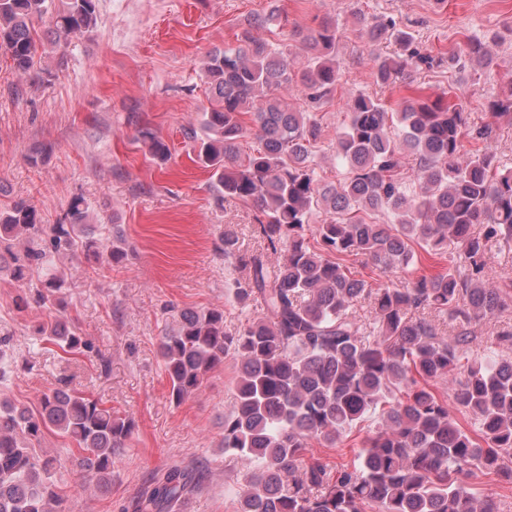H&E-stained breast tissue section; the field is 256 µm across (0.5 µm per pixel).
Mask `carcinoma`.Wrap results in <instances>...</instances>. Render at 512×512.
<instances>
[{
	"instance_id": "carcinoma-1",
	"label": "carcinoma",
	"mask_w": 512,
	"mask_h": 512,
	"mask_svg": "<svg viewBox=\"0 0 512 512\" xmlns=\"http://www.w3.org/2000/svg\"><path fill=\"white\" fill-rule=\"evenodd\" d=\"M44 23L59 48L71 35L96 29L95 0H0V49L17 73L30 72L37 26ZM356 24L367 43L389 38L399 47L374 57L382 85L409 67L493 63L481 42L469 39L436 58L391 18L359 15ZM238 41L209 54L212 101L200 129L188 128L184 137L194 143L196 161L212 171L217 200L252 204L255 232L284 256L270 265L237 254L236 242L224 239V255L249 268L236 282L235 299L256 301L263 313L232 331L220 309L179 311L176 327L159 343L170 397L180 403L200 392L210 371L227 357L234 360L224 455L255 463L238 512H500L468 479L504 473V459L512 456V356L490 347L461 352L470 324L512 299L489 286L493 247L512 242V168L500 164L491 146L493 123L475 127L450 93L430 95L410 83L394 112L380 99L353 93L335 141L344 178L324 183L315 163L321 123L287 99L303 94L318 104L336 91L335 23L324 18L303 35L308 59L298 68L287 51L253 38L247 28ZM488 109L494 120H512V81ZM248 135L258 146L244 153L240 144ZM468 139L474 140L470 149ZM138 142L153 162L170 157L168 145L148 128L139 130ZM408 154L416 162L411 182L401 176ZM321 212L313 245L306 226ZM92 228L82 197L72 199L60 224L40 223L25 199L0 210V260L10 259L0 272L32 287L48 312L36 335L64 355L89 352L91 345L58 297L64 279L55 272L56 258L80 252L112 266L128 257L121 232L104 245ZM415 244L448 253L452 266L406 285L373 288L341 263L359 256L383 274L409 269ZM361 299L372 306L368 324L351 312ZM425 309L462 328L456 344L418 315ZM436 379L448 380L480 438L450 416L428 385ZM369 419L375 426L353 463L332 470L308 457L310 441L333 447ZM48 428L75 445L77 466L106 490L135 425L103 399L65 383L44 394L35 413L0 402V512H66L52 480L57 458L35 450ZM200 479L172 466L142 492L134 512H178Z\"/></svg>"
}]
</instances>
